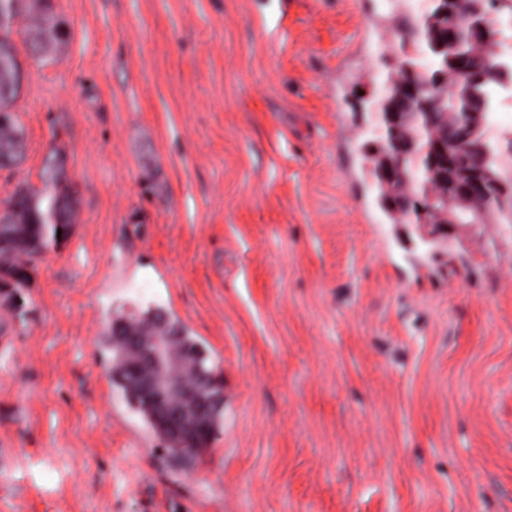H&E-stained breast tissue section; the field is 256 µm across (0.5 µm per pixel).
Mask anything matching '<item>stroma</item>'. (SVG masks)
Instances as JSON below:
<instances>
[{"label":"stroma","mask_w":512,"mask_h":512,"mask_svg":"<svg viewBox=\"0 0 512 512\" xmlns=\"http://www.w3.org/2000/svg\"><path fill=\"white\" fill-rule=\"evenodd\" d=\"M24 70L21 162L52 146L69 236L0 293V512H512V224H393L363 155L388 0H55ZM162 313L224 393L170 458L108 375Z\"/></svg>","instance_id":"stroma-1"}]
</instances>
